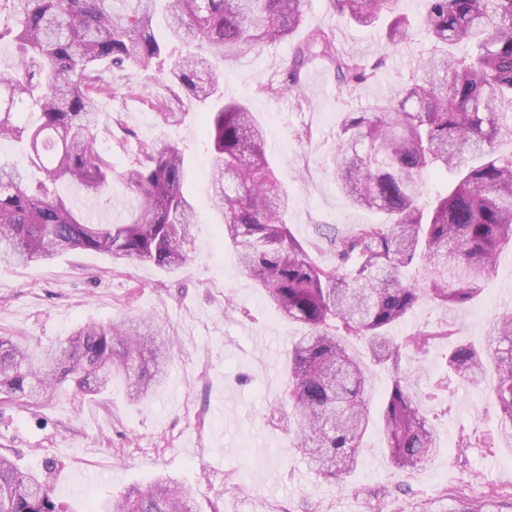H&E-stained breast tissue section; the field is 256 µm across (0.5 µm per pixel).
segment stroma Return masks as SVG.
I'll return each instance as SVG.
<instances>
[{
  "label": "stroma",
  "instance_id": "35a3bbf8",
  "mask_svg": "<svg viewBox=\"0 0 512 512\" xmlns=\"http://www.w3.org/2000/svg\"><path fill=\"white\" fill-rule=\"evenodd\" d=\"M316 28L332 31L343 52L369 62L384 58V68L375 79L347 88L317 59L301 73L300 95L263 92L262 84L281 79L286 59ZM429 47L418 32L390 44L379 29L338 16L327 0H308L303 24L289 40L247 50L226 65L196 50L202 71H215L225 97L242 101L263 124L268 159L290 198L286 221L318 262L334 260L318 226L345 232L379 220L375 212L353 208L332 176L344 114L387 99ZM167 69L162 62L113 77L111 93L98 105L108 119L99 147L118 174L140 142L158 137L177 144L195 164L185 187L198 216L187 263L166 272L75 250L47 265L0 266V336L44 345L87 323L151 314L166 324L174 343L168 382L141 400L130 398L120 380L100 395L67 393L33 406L0 398V455L36 473L67 512H91L100 501L160 475L191 488L194 512H447L459 488L471 496L493 489L499 502L511 501L512 437L497 431L489 389L450 379L446 362L459 340L482 342L488 322L512 311V247L465 309L425 299L393 330L397 337L426 325L452 330L425 353L403 352L400 362L437 430L440 452L421 471L400 472L390 463L377 421L345 485L317 477L291 449L288 420L279 410L288 348L304 329L278 317L261 289L239 274L237 255L225 246L211 208L203 108L185 99L175 118H164L162 105L171 97ZM58 190L95 222L125 216L124 187L99 196L65 182ZM486 436L494 437V447H478Z\"/></svg>",
  "mask_w": 512,
  "mask_h": 512
}]
</instances>
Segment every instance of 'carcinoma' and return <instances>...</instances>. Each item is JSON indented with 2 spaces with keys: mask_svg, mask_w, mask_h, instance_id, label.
I'll return each mask as SVG.
<instances>
[{
  "mask_svg": "<svg viewBox=\"0 0 512 512\" xmlns=\"http://www.w3.org/2000/svg\"><path fill=\"white\" fill-rule=\"evenodd\" d=\"M13 23L0 43L18 62L0 76V143L28 145V167L0 160V263L48 264L73 250L113 260L150 262L167 270L188 259L196 210L184 185L191 164L173 143L142 142L122 176L132 194L128 218L93 223L56 190L66 181L97 194L112 188V162L98 149L97 97L111 84L99 71L147 68L169 60L180 95L209 105L204 133L211 143V207L223 220L224 241L239 272L263 289L274 311L306 332L288 350V401L293 447L321 477L344 484L359 462L372 419L370 376L351 350L364 341L374 361L392 369L382 404L391 463L412 474L440 450L408 382L400 352L420 354L448 327L419 330L396 341L391 329L420 299L462 308L496 271L512 246V0H422L417 27L431 44L409 79L390 97L347 112L338 135L339 188L355 209L381 215L329 238L331 265L316 263L284 215L288 191L265 151L266 132L247 107L224 99L215 75L203 77L192 55L173 43L207 48L220 63L245 48L289 39L303 22L308 0H4ZM355 24L386 22V37L401 44L412 22L400 0H329ZM165 36L155 34L157 15ZM321 56L346 87L366 83L382 65L339 51L316 29L285 63L270 94L296 91L302 69ZM450 176L448 191L422 203L420 174ZM421 263L414 282L402 269ZM173 342L158 320L87 324L58 343L32 348L0 337V393L36 401L72 390L98 395L125 381L143 398L166 383ZM448 367L473 387L492 376L500 432L512 435V313L489 323L481 347L457 344ZM189 490L158 478L101 505L99 512H191ZM448 512H490L492 496L455 497ZM0 512H65L52 489L0 457Z\"/></svg>",
  "mask_w": 512,
  "mask_h": 512,
  "instance_id": "cac0c4a2",
  "label": "carcinoma"
}]
</instances>
